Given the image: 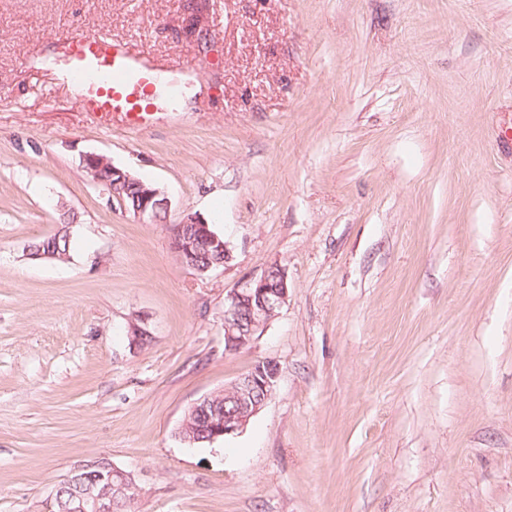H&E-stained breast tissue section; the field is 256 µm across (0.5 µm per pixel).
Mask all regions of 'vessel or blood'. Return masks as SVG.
Returning a JSON list of instances; mask_svg holds the SVG:
<instances>
[{
	"mask_svg": "<svg viewBox=\"0 0 512 512\" xmlns=\"http://www.w3.org/2000/svg\"><path fill=\"white\" fill-rule=\"evenodd\" d=\"M63 48L72 62L71 81L82 88L78 106L93 122L130 133L152 127V87L167 66L150 52L117 42L105 32H75Z\"/></svg>",
	"mask_w": 512,
	"mask_h": 512,
	"instance_id": "b4317fda",
	"label": "vessel or blood"
}]
</instances>
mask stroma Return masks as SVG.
Returning <instances> with one entry per match:
<instances>
[{
  "label": "stroma",
  "instance_id": "35a3bbf8",
  "mask_svg": "<svg viewBox=\"0 0 512 512\" xmlns=\"http://www.w3.org/2000/svg\"><path fill=\"white\" fill-rule=\"evenodd\" d=\"M202 2L198 44L185 0H0V512H51L99 457L132 512H512V0ZM77 30L172 81L191 62L192 110L93 123L34 64ZM87 154L163 190L165 220ZM191 215L232 254L203 275L171 246ZM58 233L67 260L30 259ZM271 262L287 303L225 352L226 295ZM261 360L245 429L181 441ZM83 164L91 173H95L109 164L112 172L109 168H105L98 175L94 174L93 178L96 179V182L100 186H102L103 190L107 188L100 180L110 181L112 184L111 197L115 198L114 196H116V198L121 202L122 198L119 196V193L122 191V187L124 185L128 186L130 184H135L140 189L137 203L136 196L138 192L135 190V186H130L122 195L125 207L134 214V205L136 203L135 216L140 220L152 222V212L155 207L161 203L158 202L157 198L164 195L159 188L150 184H145L141 180L135 178L129 171L115 167L108 161V159L100 155H86L83 158Z\"/></svg>",
  "mask_w": 512,
  "mask_h": 512
}]
</instances>
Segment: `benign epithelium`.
<instances>
[{
	"instance_id": "7a95c632",
	"label": "benign epithelium",
	"mask_w": 512,
	"mask_h": 512,
	"mask_svg": "<svg viewBox=\"0 0 512 512\" xmlns=\"http://www.w3.org/2000/svg\"><path fill=\"white\" fill-rule=\"evenodd\" d=\"M136 185L140 189L135 216L143 221H152V212L159 204L163 192L135 178L130 172L112 167V195L119 196L123 186ZM216 247L224 252V260L231 259L227 241L220 239L212 225L189 216L173 231L172 246L180 262L187 268L206 273L212 267H203L197 260L199 246ZM278 263L270 262L266 269L245 284L231 291L224 298V351L237 352L249 346L254 338L288 300V282L284 270H279L278 279L272 283L268 273ZM279 376V367L272 360L255 363L230 386L232 406L218 405L215 395L209 394L197 400L186 413L179 428L184 441L185 428L190 417L198 414L206 418L209 442L237 434L250 418L267 402L274 392ZM135 481L132 475L100 458L75 467L70 476L58 484L52 494L53 506L59 512H115V502H128L134 498Z\"/></svg>"
}]
</instances>
